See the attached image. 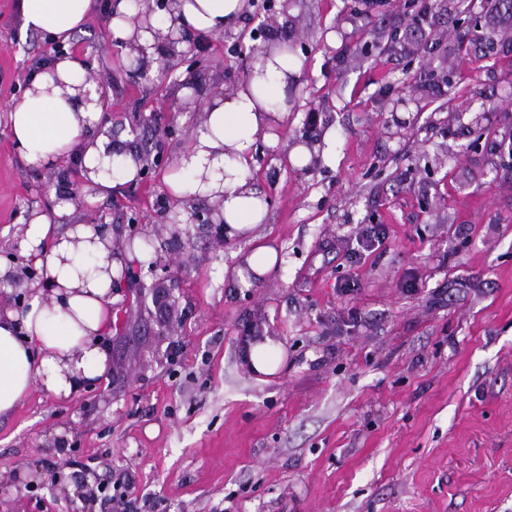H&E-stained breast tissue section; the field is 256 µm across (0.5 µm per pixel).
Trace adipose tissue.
<instances>
[{"label": "adipose tissue", "instance_id": "adipose-tissue-1", "mask_svg": "<svg viewBox=\"0 0 512 512\" xmlns=\"http://www.w3.org/2000/svg\"><path fill=\"white\" fill-rule=\"evenodd\" d=\"M96 0H21L24 30L68 43L83 29ZM246 0H173L166 20L177 32L218 37L241 17ZM302 70L299 56L282 39L266 45L249 78L226 93L206 98L189 146L179 154L165 183L180 202L222 200L224 235L246 240L228 274L248 288L270 277L282 259L259 227L269 202L253 184L251 168L259 142L269 140L285 90ZM87 69L72 53L54 58L32 73L21 101L8 112L18 156L39 171L73 161L83 179L109 194L116 184L138 178L134 150L108 154L111 143L96 84H87L90 104L76 105L75 85ZM71 202L58 200L34 212L20 240L22 255L38 276L23 285L19 305L0 303V415L12 412L32 388L59 399L77 395L106 378L110 358L102 344L112 329V290L126 264L139 257L138 246L117 250L112 236L94 224L60 226L72 214ZM284 351L272 339L247 342L242 359L256 376H271L283 366Z\"/></svg>", "mask_w": 512, "mask_h": 512}]
</instances>
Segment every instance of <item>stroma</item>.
<instances>
[{
	"label": "stroma",
	"mask_w": 512,
	"mask_h": 512,
	"mask_svg": "<svg viewBox=\"0 0 512 512\" xmlns=\"http://www.w3.org/2000/svg\"><path fill=\"white\" fill-rule=\"evenodd\" d=\"M19 2L0 0V260L16 281L0 298L20 299L22 226L54 190L78 189L71 222L95 209L114 245L148 233L177 262L169 309L138 290L156 279L147 262L126 268L107 380L68 400L33 389L0 416V512H111L79 499L86 477L128 484L137 512H512V114L495 109L512 99V15L477 10V42L447 0H367L359 16L353 0H298L269 19L306 48L336 162L298 171L259 144L262 232L283 262L244 288L224 269L246 242L186 224L171 243L163 177L200 115L132 78L102 9L69 48L104 77L115 133L160 165L102 197L73 163L48 174L19 158L7 110L54 55ZM204 47L199 90L241 80L228 43ZM371 224L384 242L352 259ZM248 331L283 345L276 375L240 359Z\"/></svg>",
	"instance_id": "obj_1"
}]
</instances>
